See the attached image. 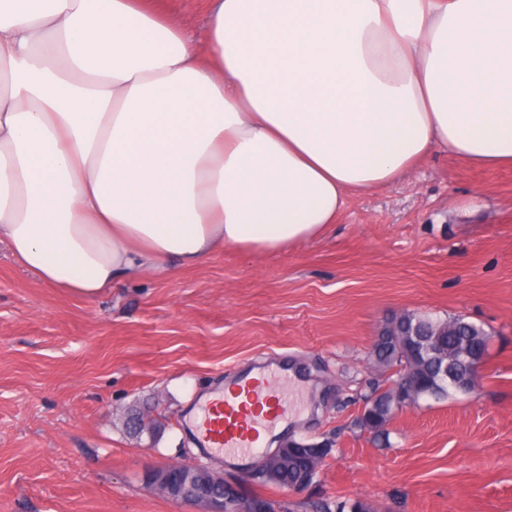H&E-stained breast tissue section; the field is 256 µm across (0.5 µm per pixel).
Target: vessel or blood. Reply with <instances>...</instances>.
Here are the masks:
<instances>
[{"label":"vessel or blood","instance_id":"obj_1","mask_svg":"<svg viewBox=\"0 0 512 512\" xmlns=\"http://www.w3.org/2000/svg\"><path fill=\"white\" fill-rule=\"evenodd\" d=\"M285 374L267 363L233 377L201 407L195 429L207 454L247 459L262 438L288 419Z\"/></svg>","mask_w":512,"mask_h":512}]
</instances>
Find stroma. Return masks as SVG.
Masks as SVG:
<instances>
[{
	"label": "stroma",
	"instance_id": "stroma-1",
	"mask_svg": "<svg viewBox=\"0 0 512 512\" xmlns=\"http://www.w3.org/2000/svg\"><path fill=\"white\" fill-rule=\"evenodd\" d=\"M204 42L208 0H154ZM464 317L491 336L473 393L420 400L374 440L357 427L378 386L384 320ZM297 371L280 441L327 448L296 493L202 459L187 416L263 359ZM150 409L154 442L124 425ZM206 461L273 512L342 500L377 512H512V168L441 152L352 197L323 238L282 253L236 247L170 280H121L83 299L24 273L0 247V512H196L152 492L148 471Z\"/></svg>",
	"mask_w": 512,
	"mask_h": 512
}]
</instances>
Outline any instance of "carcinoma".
Segmentation results:
<instances>
[{
	"instance_id": "cac0c4a2",
	"label": "carcinoma",
	"mask_w": 512,
	"mask_h": 512,
	"mask_svg": "<svg viewBox=\"0 0 512 512\" xmlns=\"http://www.w3.org/2000/svg\"><path fill=\"white\" fill-rule=\"evenodd\" d=\"M491 336L484 328L463 317L437 319L414 313H405L404 317L393 325V335L384 336L375 343L370 352V360L376 370L384 377L379 387L367 401L365 416L358 426L379 436L399 411V399L391 388L396 375L389 373L395 366L413 369L425 376L428 381L417 389L415 400L427 396L444 399L449 396L448 378L463 379L471 371L470 363L463 351L468 347L487 355ZM409 341L433 349L425 357L415 358L414 352L406 351L400 342ZM275 475L259 473V481L278 487H290L301 479V472L288 461L287 455H276Z\"/></svg>"
}]
</instances>
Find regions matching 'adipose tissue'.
Masks as SVG:
<instances>
[{
  "mask_svg": "<svg viewBox=\"0 0 512 512\" xmlns=\"http://www.w3.org/2000/svg\"><path fill=\"white\" fill-rule=\"evenodd\" d=\"M0 245L93 298L325 236L444 151L512 166V0H0ZM155 8L179 24L184 34L203 44L208 28L209 1L207 0H155Z\"/></svg>",
  "mask_w": 512,
  "mask_h": 512,
  "instance_id": "1",
  "label": "adipose tissue"
}]
</instances>
